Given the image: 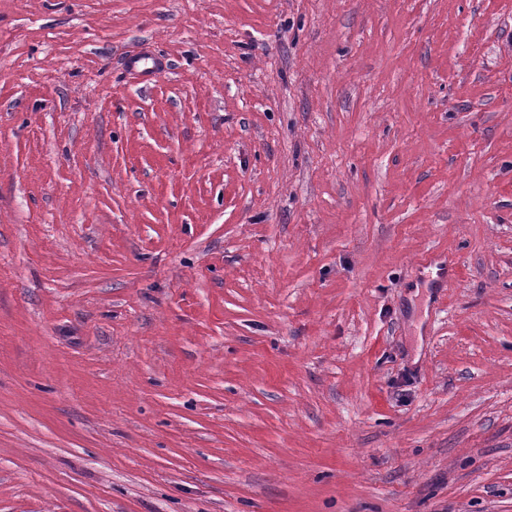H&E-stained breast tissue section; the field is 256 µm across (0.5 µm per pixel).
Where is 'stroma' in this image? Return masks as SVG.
<instances>
[{"label": "stroma", "mask_w": 512, "mask_h": 512, "mask_svg": "<svg viewBox=\"0 0 512 512\" xmlns=\"http://www.w3.org/2000/svg\"><path fill=\"white\" fill-rule=\"evenodd\" d=\"M0 512H512V0H0Z\"/></svg>", "instance_id": "35a3bbf8"}]
</instances>
